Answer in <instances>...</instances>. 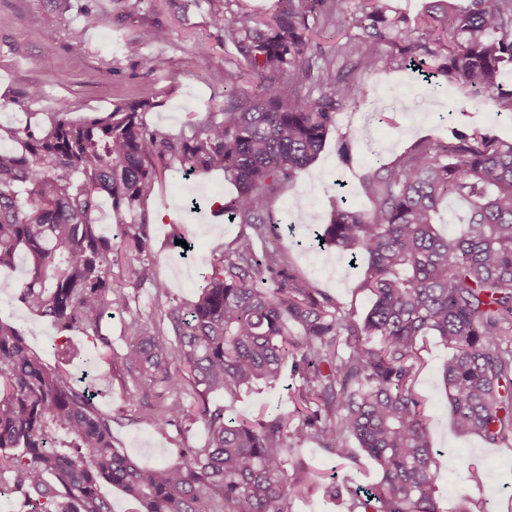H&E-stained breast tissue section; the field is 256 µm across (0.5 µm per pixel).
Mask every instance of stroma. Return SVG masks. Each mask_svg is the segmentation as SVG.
<instances>
[{
	"label": "stroma",
	"mask_w": 512,
	"mask_h": 512,
	"mask_svg": "<svg viewBox=\"0 0 512 512\" xmlns=\"http://www.w3.org/2000/svg\"><path fill=\"white\" fill-rule=\"evenodd\" d=\"M88 2L103 18L102 25L93 29L84 27L81 15ZM158 27L167 29L166 41L151 39V30ZM48 30L54 31V40L45 39ZM152 55L168 58L169 69L149 71L143 60ZM45 58L51 59V68L42 67ZM229 60L224 33L212 24L205 2L186 10L182 0H144L139 15L127 16L119 0H73L72 9L63 15L50 0H0V123L43 125L48 114L63 103L69 105L71 119L79 121L111 110L113 102L149 96L155 106L146 112V122L176 134L223 106L224 70ZM364 82L368 87L365 102L359 109L337 114L336 126L318 159L299 171L292 186L272 203L281 223L279 244L295 267L358 315L371 303L370 294L358 288L362 268L351 266L335 249L318 250L312 243V227L299 215V208L327 217L339 179L346 183L349 201L367 207L359 181L372 163L368 146H377L383 157L393 158L424 134L446 133V126L438 121L442 113L467 114L500 137L512 139V118L495 116L487 104L471 99L458 86L438 92L402 72L368 75ZM34 84L41 86L42 94L31 100L26 91ZM363 111L375 115L364 127L359 124ZM356 128L361 134L353 148V162L341 167L336 142ZM233 191L223 172L189 177L178 167L154 188L149 222L157 272L181 301L195 299L207 264L238 232L237 225L211 212L214 202ZM175 217L193 244L190 253L167 245ZM22 281L21 269L0 270V321L21 330L31 349L48 366H56L58 332L48 319L31 314L20 301ZM124 321L119 313L106 319L105 332L111 340L107 348L71 332V344L81 360L73 375L94 391L97 406L111 414L115 447L147 466L175 461L177 449L204 444L207 428L199 420L187 430L172 426L159 433L139 423V410L129 403L135 388L121 359ZM450 354L438 337H424V366L416 386L427 402L430 438L439 451L436 497L440 510L457 512L462 496L468 495L482 500L485 512H512V444L490 448L477 436L457 433L442 384V368ZM294 384L289 377L273 387L259 383L233 399L211 397L210 404L223 407L226 417L256 420L273 412H288ZM295 452L305 464L339 482L348 478L358 484L376 477L368 459L341 466L312 441L299 443Z\"/></svg>",
	"instance_id": "stroma-1"
}]
</instances>
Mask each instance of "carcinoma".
<instances>
[{"label": "carcinoma", "instance_id": "obj_1", "mask_svg": "<svg viewBox=\"0 0 512 512\" xmlns=\"http://www.w3.org/2000/svg\"><path fill=\"white\" fill-rule=\"evenodd\" d=\"M224 45V106L170 134L143 119L142 97L82 123L62 106L47 127L0 125V269L18 250L30 261L20 300L59 332L62 366L49 368L17 328L0 322V492L23 512H112L103 487L122 490L132 512H294L320 489L349 512H440L426 403L416 391L419 341L452 350L442 381L456 431L491 448L512 442V140L473 124L423 135L361 178L369 207L341 198L319 239L362 261L359 288L373 296L358 317L302 275L278 238L268 203L312 164L336 115L366 94L350 73L415 70L432 88L450 84L512 112L500 76L512 66V0H425L414 16L391 0H274L258 15L247 0H208ZM332 29L344 41L317 42ZM352 137L336 143L352 163ZM178 164L224 171L236 192L217 211L240 232L202 273L183 304L156 271L149 223L155 184ZM112 202L119 242L95 213ZM468 210L463 227L438 232L444 203ZM129 258L114 270L112 251ZM152 289L161 319L133 316L123 366L145 398L139 421L164 433L197 418L208 436L179 461L143 467L112 443V416L72 383L65 366L78 330L111 346L105 319L130 311L129 289ZM297 379L292 410L230 421L209 396L231 398L258 382ZM317 442L342 461L356 442L376 463L369 485L324 483L291 455ZM294 469L287 481L286 465Z\"/></svg>", "mask_w": 512, "mask_h": 512}]
</instances>
